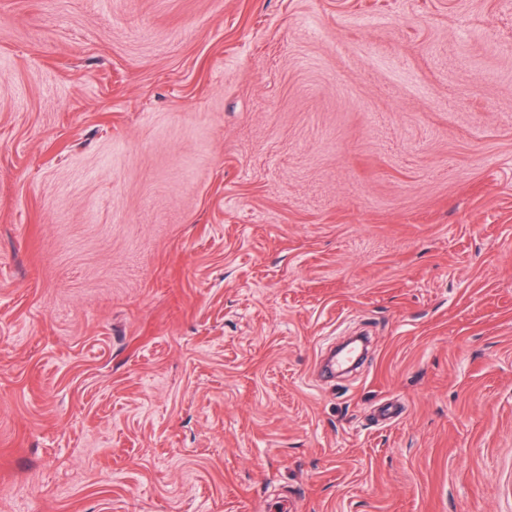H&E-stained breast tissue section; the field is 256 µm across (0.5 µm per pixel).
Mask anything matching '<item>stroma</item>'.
I'll use <instances>...</instances> for the list:
<instances>
[{"label":"stroma","mask_w":512,"mask_h":512,"mask_svg":"<svg viewBox=\"0 0 512 512\" xmlns=\"http://www.w3.org/2000/svg\"><path fill=\"white\" fill-rule=\"evenodd\" d=\"M274 498L512 512V0H0V512ZM362 355L363 348L357 344H351L330 356L328 370L331 373L345 371L349 366L359 361Z\"/></svg>","instance_id":"1"}]
</instances>
